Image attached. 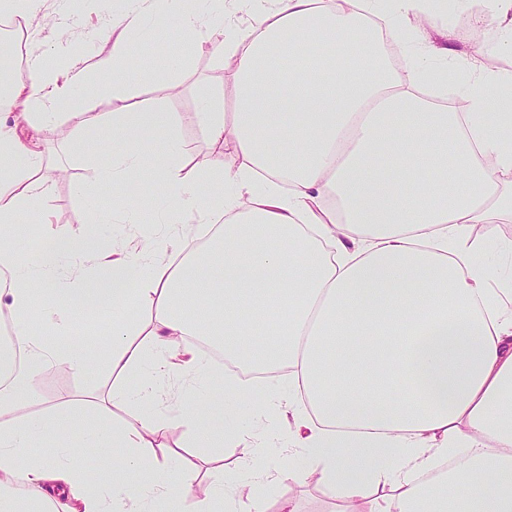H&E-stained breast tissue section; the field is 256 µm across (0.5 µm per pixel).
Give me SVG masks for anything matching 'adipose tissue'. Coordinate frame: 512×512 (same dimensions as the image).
Masks as SVG:
<instances>
[{
    "label": "adipose tissue",
    "mask_w": 512,
    "mask_h": 512,
    "mask_svg": "<svg viewBox=\"0 0 512 512\" xmlns=\"http://www.w3.org/2000/svg\"><path fill=\"white\" fill-rule=\"evenodd\" d=\"M390 2L129 0L87 68L62 49L57 67L31 37L27 77L0 113V512H183L188 473L155 453L174 425L189 447L229 442L241 456V476L217 473L194 512H296L289 498L268 508L286 475L314 479L336 512H512V287L478 260L490 225L512 217V112L483 93L511 99L512 73L422 31L418 59L392 69L365 19L401 38L402 19L434 0ZM171 15L229 70L235 111L220 86L193 112L88 111L77 87L93 77L125 101L136 39ZM452 71L473 111L448 106ZM60 124L76 150L108 133L124 144L92 165L85 192L164 188L154 222L172 253L53 224L47 135ZM188 124L206 143L191 167ZM148 153L160 156L149 170ZM23 216L52 229L32 258L11 243ZM107 305L108 399L151 405V419L33 410L45 369L86 370L72 334L83 308ZM189 336L283 371L278 385L226 384L256 433H227L223 403L199 397L215 373ZM166 376L187 389L159 409ZM46 436L55 454H35ZM79 439L115 451L96 482L75 461Z\"/></svg>",
    "instance_id": "obj_1"
}]
</instances>
